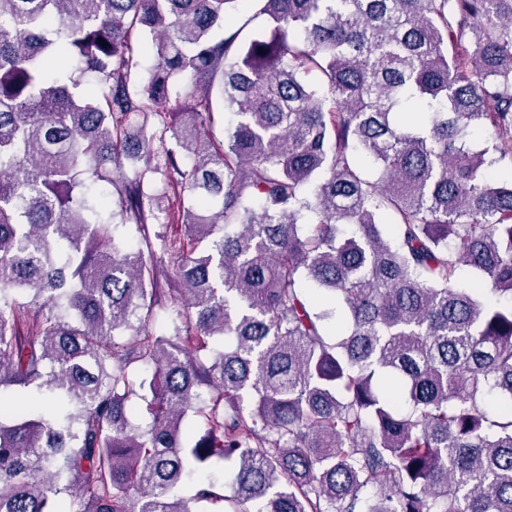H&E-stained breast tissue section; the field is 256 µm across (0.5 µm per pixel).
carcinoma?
Here are the masks:
<instances>
[{
	"mask_svg": "<svg viewBox=\"0 0 512 512\" xmlns=\"http://www.w3.org/2000/svg\"><path fill=\"white\" fill-rule=\"evenodd\" d=\"M238 2L0 0V512H512V0ZM255 14V4L253 1L240 2L238 13L225 23V32L229 33L228 29L235 31L242 27L240 40H247L254 36L264 34L266 32L264 21L261 17L253 18ZM131 44L134 48V56L138 63L137 73L140 78L146 79L154 63L152 52L147 47V42L138 33L134 32L131 37Z\"/></svg>",
	"mask_w": 512,
	"mask_h": 512,
	"instance_id": "carcinoma-1",
	"label": "carcinoma"
}]
</instances>
